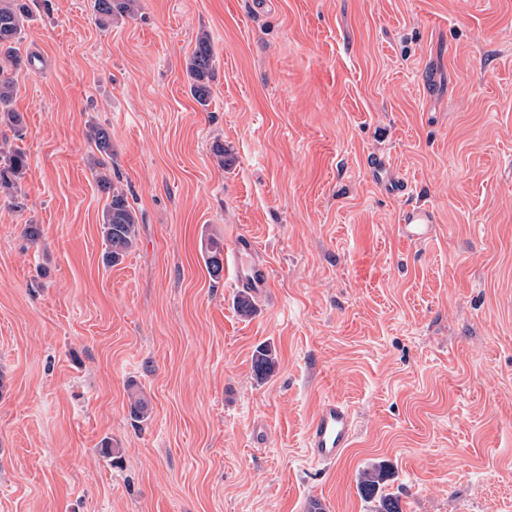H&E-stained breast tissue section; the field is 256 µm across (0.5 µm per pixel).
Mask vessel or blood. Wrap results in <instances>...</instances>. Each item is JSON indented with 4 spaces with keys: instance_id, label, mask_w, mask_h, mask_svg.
Returning <instances> with one entry per match:
<instances>
[{
    "instance_id": "vessel-or-blood-1",
    "label": "vessel or blood",
    "mask_w": 512,
    "mask_h": 512,
    "mask_svg": "<svg viewBox=\"0 0 512 512\" xmlns=\"http://www.w3.org/2000/svg\"><path fill=\"white\" fill-rule=\"evenodd\" d=\"M403 236L414 242L426 241L432 230V215L428 209L410 207L401 219ZM224 260L235 272V283L249 294L266 293L270 286V267L260 258L259 249L252 235L241 234ZM355 421L353 413L344 402L329 398L319 407L305 432V448L309 457L320 464L336 462L353 444Z\"/></svg>"
}]
</instances>
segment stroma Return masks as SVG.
I'll list each match as a JSON object with an SVG mask.
<instances>
[{
	"label": "stroma",
	"instance_id": "1",
	"mask_svg": "<svg viewBox=\"0 0 512 512\" xmlns=\"http://www.w3.org/2000/svg\"><path fill=\"white\" fill-rule=\"evenodd\" d=\"M31 11L22 130L0 123L28 156L0 189V512H373L358 477L380 463L403 512H512V0ZM202 32L205 108L185 71ZM90 123L139 217L112 267ZM409 206L429 241L400 236ZM243 232L271 268L249 319L202 257ZM332 396L356 440L324 466L304 433ZM252 368L259 380L271 376L277 368V352L270 344L259 345L252 356Z\"/></svg>",
	"mask_w": 512,
	"mask_h": 512
}]
</instances>
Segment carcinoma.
<instances>
[{"mask_svg":"<svg viewBox=\"0 0 512 512\" xmlns=\"http://www.w3.org/2000/svg\"><path fill=\"white\" fill-rule=\"evenodd\" d=\"M93 7L102 22L118 17H133L140 8V0H93ZM30 17L27 0H0V122L13 128L21 123L20 115L12 107L15 94L13 73L25 60L18 51L25 24ZM214 50L210 38L203 33L197 37L196 45L188 58L186 72L190 90L196 102L206 107L211 98ZM87 138L94 146L96 157L91 168L98 186L107 193L110 202L102 215V235L106 243L104 260L111 266L122 262L135 247L138 238L139 219L126 194L112 185L110 164L112 141L109 131L99 125L88 126ZM28 165L27 154L18 147H0V186L10 185L19 178ZM223 245L215 240L205 247V264L209 275L217 279L223 269L220 255ZM252 368L259 380L271 376L277 368L276 349L269 344L259 345L252 356ZM130 414L136 419L148 415L146 398L137 390L129 393ZM384 479L380 466H371L360 475V489L368 498H378L375 512H403L399 500L390 495H378Z\"/></svg>","mask_w":512,"mask_h":512,"instance_id":"carcinoma-1","label":"carcinoma"}]
</instances>
